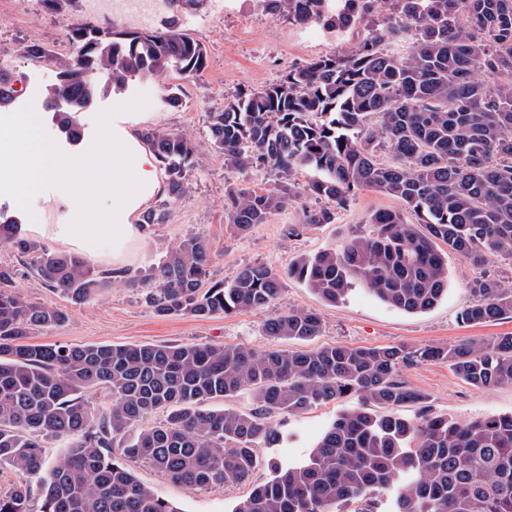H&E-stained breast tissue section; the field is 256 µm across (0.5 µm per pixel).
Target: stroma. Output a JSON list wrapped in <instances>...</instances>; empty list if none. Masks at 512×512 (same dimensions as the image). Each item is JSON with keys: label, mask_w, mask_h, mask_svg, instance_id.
Masks as SVG:
<instances>
[{"label": "stroma", "mask_w": 512, "mask_h": 512, "mask_svg": "<svg viewBox=\"0 0 512 512\" xmlns=\"http://www.w3.org/2000/svg\"><path fill=\"white\" fill-rule=\"evenodd\" d=\"M217 0H205L197 11H172L165 7L150 23L164 28L170 21L199 40L207 51V66L199 76L183 78L169 72L136 82L122 95L101 100L98 112L123 109L140 119V131L167 130L190 138L196 147L195 163L188 175L185 193L171 203L167 223L152 227L142 249L129 266L128 277H140L165 248L183 238L203 233L214 253L212 277L229 280L246 265L264 264L280 271L302 255H312L343 244L356 224L373 212L399 209L397 200L371 188L356 192L336 221L317 227L303 224L305 209L314 199L303 196L273 214L267 223L237 233L224 213V193L232 184L270 188L277 183L274 172L253 169L233 172L223 154L206 134L210 113L221 111L226 100L242 91L260 90L277 82L291 66L347 50L357 45V33L333 36L320 25L302 26L284 16H271L252 0H228L225 10H216ZM84 0H64L60 11L48 10L42 0H0V57L13 63L10 71L17 85L29 77L41 79L42 88L57 82L72 48L63 35L66 21L82 19ZM37 43L44 57L26 56L27 45ZM180 90V101H166L169 88ZM490 277L502 287H512V261L490 258L475 266L457 254L448 256V294L434 308L409 314L390 307L364 289L350 291L342 300L329 303L294 279H284L268 312L236 311L207 318L161 317L145 300V291L117 285L81 305L45 288L27 272H20L18 288L32 299L67 312L64 323L30 336L33 344H201L244 345L258 351L271 347L291 349L288 340H271L264 332L268 315L297 309L319 313L322 328L313 346L345 344L352 347L403 345L447 347L488 336L512 334V318L482 325L462 323L459 315L471 300L474 280ZM402 379L423 396L422 402L399 407L413 420L421 411L469 422L493 414L512 413V384L477 389L459 378L443 361L425 362L401 372ZM356 398H346L313 407L298 415H276L272 421L286 434L273 448L261 449L259 462L244 483L191 491L171 482L145 463L132 464L136 479L169 501L179 512H233L252 487L270 481L271 462L292 463L305 458L325 428L341 412L357 407Z\"/></svg>", "instance_id": "35a3bbf8"}]
</instances>
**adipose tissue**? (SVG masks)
Returning <instances> with one entry per match:
<instances>
[{"label": "adipose tissue", "instance_id": "obj_1", "mask_svg": "<svg viewBox=\"0 0 512 512\" xmlns=\"http://www.w3.org/2000/svg\"><path fill=\"white\" fill-rule=\"evenodd\" d=\"M43 112L0 113V190L25 201L41 187L67 205V216L47 223L27 212V238L113 271L125 270L144 240L138 215L163 190L156 157L140 143L129 112L97 117L96 141L75 155L46 138Z\"/></svg>", "mask_w": 512, "mask_h": 512}]
</instances>
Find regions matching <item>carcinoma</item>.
<instances>
[{
	"label": "carcinoma",
	"instance_id": "obj_1",
	"mask_svg": "<svg viewBox=\"0 0 512 512\" xmlns=\"http://www.w3.org/2000/svg\"><path fill=\"white\" fill-rule=\"evenodd\" d=\"M271 15L317 23L330 33L362 27L352 50L293 67L279 82L237 94L209 113V137L237 171L270 168L280 182L231 187L228 223L240 233L302 195L325 201L304 225L333 224L361 188L398 199L399 211L371 214L338 250L303 255L287 275L336 303L355 285L407 313H423L448 294V254L474 265L489 255L512 260V0H252ZM393 18H376V5ZM73 55L45 106L74 108L123 94L136 80L169 70L185 78L207 65V51L175 23L116 31L69 21ZM15 87L0 71V106ZM143 140L164 174V191L140 223L165 224L186 191L195 146L186 136L149 130ZM314 171L303 187L299 169ZM0 242L27 259L28 273L80 305L124 276L96 271L80 257L22 237L0 206ZM212 253L200 233L168 249L152 268L146 302L162 317L207 318L265 311L281 273L248 265L229 282L209 279ZM17 269L0 267V466L37 479L39 512H178L138 482L143 462L189 490L247 480L259 451L282 440L270 418L356 397L302 462L271 464L275 476L233 512H512V414L459 424L425 412L408 420L396 408L423 396L403 369L446 361L478 389L512 383V334L448 348L402 345L313 350L242 345H41L24 342L66 313L17 289ZM461 321L512 318V289L495 279L471 286ZM315 311L271 316L274 340L319 335ZM110 400L96 405L92 393ZM247 394L253 409L212 407ZM382 408L385 413L378 414ZM163 419L146 428L145 418ZM69 439L51 463L45 444ZM31 486L0 493V512H31Z\"/></svg>",
	"mask_w": 512,
	"mask_h": 512
}]
</instances>
